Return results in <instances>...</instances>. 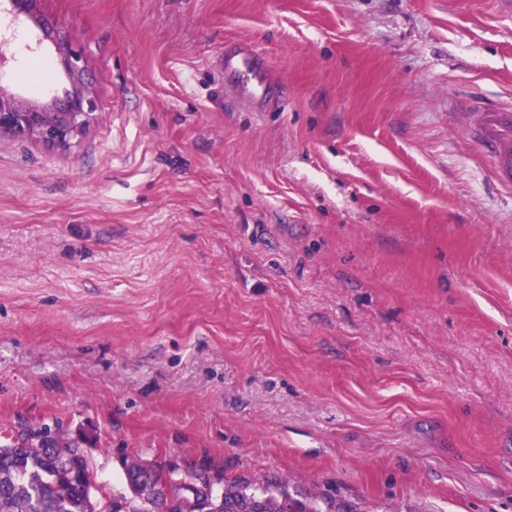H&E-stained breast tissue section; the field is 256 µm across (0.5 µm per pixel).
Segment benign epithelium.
<instances>
[{
  "instance_id": "benign-epithelium-1",
  "label": "benign epithelium",
  "mask_w": 512,
  "mask_h": 512,
  "mask_svg": "<svg viewBox=\"0 0 512 512\" xmlns=\"http://www.w3.org/2000/svg\"><path fill=\"white\" fill-rule=\"evenodd\" d=\"M72 89L64 97L46 106L32 105L11 96L8 86L0 84V135L25 136L51 146H64L89 125L97 107L94 89L85 79L83 58L62 39H56ZM217 474L196 470L194 482L179 489L182 498L196 503L199 491L215 484Z\"/></svg>"
}]
</instances>
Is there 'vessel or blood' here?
<instances>
[{
  "instance_id": "vessel-or-blood-1",
  "label": "vessel or blood",
  "mask_w": 512,
  "mask_h": 512,
  "mask_svg": "<svg viewBox=\"0 0 512 512\" xmlns=\"http://www.w3.org/2000/svg\"><path fill=\"white\" fill-rule=\"evenodd\" d=\"M220 67L225 88L231 89L252 111H267L281 100L283 91L271 78L267 58L251 43L236 41L225 45ZM480 140L496 155L498 180L505 185L512 184V109H484Z\"/></svg>"
}]
</instances>
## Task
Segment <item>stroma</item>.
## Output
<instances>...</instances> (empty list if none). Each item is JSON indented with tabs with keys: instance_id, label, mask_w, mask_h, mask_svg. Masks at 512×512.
Segmentation results:
<instances>
[{
	"instance_id": "obj_1",
	"label": "stroma",
	"mask_w": 512,
	"mask_h": 512,
	"mask_svg": "<svg viewBox=\"0 0 512 512\" xmlns=\"http://www.w3.org/2000/svg\"><path fill=\"white\" fill-rule=\"evenodd\" d=\"M0 0V80L69 79ZM97 92L63 147L0 137V442L283 481L338 512H512V104L502 0H38ZM248 38L270 112L215 64ZM480 141L496 155V176L504 184H512V109L493 107L481 112Z\"/></svg>"
}]
</instances>
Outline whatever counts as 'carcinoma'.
Instances as JSON below:
<instances>
[{
    "mask_svg": "<svg viewBox=\"0 0 512 512\" xmlns=\"http://www.w3.org/2000/svg\"><path fill=\"white\" fill-rule=\"evenodd\" d=\"M78 442L62 430L52 436L34 434L28 441L0 445V512H92L95 489L91 462L77 453ZM126 482L133 486L146 475L161 484H176L190 473L164 471L140 457L123 463ZM114 512H184L178 500L112 498ZM323 512L312 500L293 502L283 482L226 481L223 491L210 493L211 512Z\"/></svg>",
    "mask_w": 512,
    "mask_h": 512,
    "instance_id": "cac0c4a2",
    "label": "carcinoma"
}]
</instances>
